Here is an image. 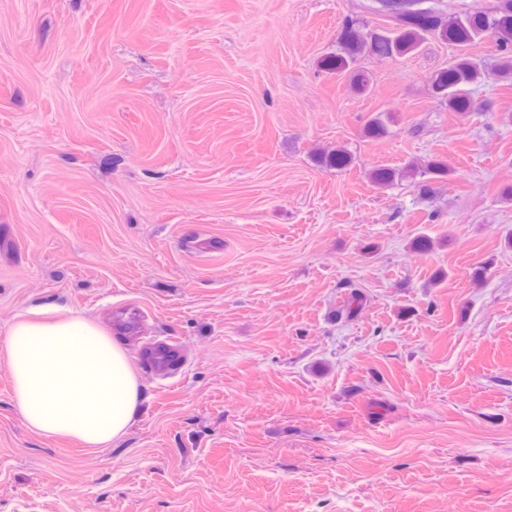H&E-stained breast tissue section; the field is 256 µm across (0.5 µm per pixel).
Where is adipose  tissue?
I'll return each instance as SVG.
<instances>
[{
    "label": "adipose tissue",
    "mask_w": 512,
    "mask_h": 512,
    "mask_svg": "<svg viewBox=\"0 0 512 512\" xmlns=\"http://www.w3.org/2000/svg\"><path fill=\"white\" fill-rule=\"evenodd\" d=\"M12 405L30 431L104 448L123 438L145 401L122 341L84 314L15 321L5 341Z\"/></svg>",
    "instance_id": "1"
}]
</instances>
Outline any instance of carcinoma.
Listing matches in <instances>:
<instances>
[{
    "label": "carcinoma",
    "mask_w": 512,
    "mask_h": 512,
    "mask_svg": "<svg viewBox=\"0 0 512 512\" xmlns=\"http://www.w3.org/2000/svg\"><path fill=\"white\" fill-rule=\"evenodd\" d=\"M425 0H414L412 4L378 3L373 6L362 4L367 11H374L386 18L387 26L362 28L354 19L346 20L336 39V52L322 60V67L331 73L350 76L351 89L366 90L368 81L363 73L355 69L356 63L366 56L401 57L418 50L430 39H438L460 48L476 41L491 39L499 52L496 74L501 79L512 78V0H493L485 7H475L460 14L449 5L424 6ZM484 75L479 60L463 52L456 56L448 67L440 70L432 82L433 93L448 103L454 112L474 109L468 86ZM387 132L386 115L382 112L372 117L365 125V133L380 138ZM316 164L322 168L338 170L349 167L352 156L347 149H320L315 152ZM402 170L378 167L369 175L370 181L378 187L392 185ZM426 178L422 187L429 188V182L441 181L452 174L448 162L443 159L427 161L413 171ZM348 296L336 308L339 318L351 320L358 316L363 304V292L352 284Z\"/></svg>",
    "instance_id": "carcinoma-1"
}]
</instances>
